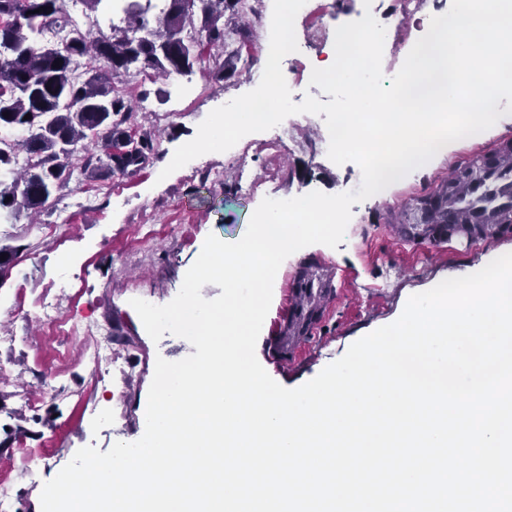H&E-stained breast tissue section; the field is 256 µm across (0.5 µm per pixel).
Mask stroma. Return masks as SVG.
<instances>
[{"instance_id": "35a3bbf8", "label": "stroma", "mask_w": 512, "mask_h": 512, "mask_svg": "<svg viewBox=\"0 0 512 512\" xmlns=\"http://www.w3.org/2000/svg\"><path fill=\"white\" fill-rule=\"evenodd\" d=\"M313 0L314 14L295 26L302 56L283 61L282 71L299 80L300 91L327 101L310 83L312 62L331 45L338 26L362 18L363 0ZM377 17L390 31L386 67L400 69L420 34L399 26L400 0H373ZM273 0H249L228 22V50L246 47L267 56L269 28L255 17L271 16ZM205 58L192 74L170 80L130 68L122 88L135 107L129 131L148 132L153 148L144 162L104 181L72 179L53 196L36 221L19 218L0 224V242L17 247V264L0 286V364L12 378L0 388V482L13 487L12 512H41L40 492L19 477L23 467L38 470L39 482L56 468L23 456L17 438L39 451L58 441L65 458L82 447L100 451L118 441L133 442L143 432L141 410L157 358L178 361L194 351L183 338L164 334L153 341L131 299L157 305L178 294L187 270L207 235L222 241L242 238L264 198L297 197L318 190H355L361 172L334 164L318 145L327 127L322 116L302 113L284 124L290 135L274 154L264 133H252L234 154L208 153L170 176L163 169L180 145L192 140L199 124L224 101L252 90L244 61L232 75ZM512 144V114L485 134L455 142L447 157L406 176L387 195L352 205L345 238L337 247L307 246L281 265L272 302L256 344L263 368L280 385L296 388L341 358L352 343L395 321L408 298L438 279L461 277L488 262L492 253L512 250V231L469 238L461 234L429 238L417 225L416 206L445 182L450 169L478 155ZM314 279L328 295L307 337L282 349L288 319L301 281ZM53 298L60 316L106 321L119 336L113 367L93 370L82 346L69 336L48 333L41 317L44 298ZM111 413L100 421V413Z\"/></svg>"}]
</instances>
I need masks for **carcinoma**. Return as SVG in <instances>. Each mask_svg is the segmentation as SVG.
<instances>
[{
	"label": "carcinoma",
	"instance_id": "cac0c4a2",
	"mask_svg": "<svg viewBox=\"0 0 512 512\" xmlns=\"http://www.w3.org/2000/svg\"><path fill=\"white\" fill-rule=\"evenodd\" d=\"M239 4L245 0H164L155 10L130 0L122 25L107 33L75 28L57 43L45 33L72 25L66 0H0V132L20 134L0 140V218L40 214L77 168L95 179L139 165L152 143L121 130L133 112L116 83L132 64L166 77L191 73L212 49H224L221 19ZM91 144L101 146L104 156L92 153ZM20 151L30 163L18 169ZM486 170L474 162L467 179L423 199L428 223H472L454 205ZM2 254L0 285L11 275L17 249L1 245Z\"/></svg>",
	"mask_w": 512,
	"mask_h": 512
}]
</instances>
